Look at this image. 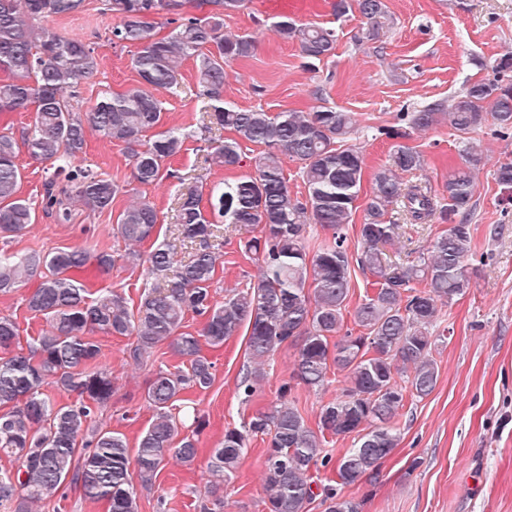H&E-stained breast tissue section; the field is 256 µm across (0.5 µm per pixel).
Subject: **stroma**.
Masks as SVG:
<instances>
[{
	"instance_id": "obj_1",
	"label": "stroma",
	"mask_w": 512,
	"mask_h": 512,
	"mask_svg": "<svg viewBox=\"0 0 512 512\" xmlns=\"http://www.w3.org/2000/svg\"><path fill=\"white\" fill-rule=\"evenodd\" d=\"M333 3L246 0L240 11L225 17V33L253 36L258 48L253 57L233 65L224 100L271 113L313 106L356 113L351 141L364 151L366 173L386 164L395 145H407L422 154L424 163L419 170L402 173V183L441 197L449 172L461 163L463 137L445 123L416 130L406 114L421 105L449 101L468 84L496 78V62L512 54V0H387L388 18L372 40L363 38L359 14L336 17ZM282 12L301 23L334 28L333 55L307 65L298 43L283 41L269 29L273 16ZM117 23L104 0H84L80 13L53 23L58 33L80 36L97 58L96 71L78 88L80 103L94 101L103 90L122 92L138 82L132 66L135 47L112 39ZM157 96L163 102L165 126L186 135L180 153L170 161L178 178L139 184L123 146L92 134L79 164L112 180L118 192L109 210L92 212L72 204L62 216L45 212L43 198L49 184L62 188L65 180H53L49 164L23 159L18 195L34 207L35 222L22 234L0 236V254L21 257L77 245L94 253H124L126 244L112 226L133 198L156 208L159 237L167 241L177 196L192 190L205 196L214 185L251 172L260 152L253 144L243 146L236 168L204 164L207 146L220 144L229 133L201 121L208 100L201 94L195 59L183 62L176 93L161 90ZM471 136L481 141L486 156L474 174L473 208L467 218L476 255L468 265L471 286L440 308L433 352L438 381L428 396L407 398L397 420L398 447L374 480L363 478L338 489L359 503L360 512H512V203L504 202L495 180L499 163L512 159V136L497 135L489 121ZM447 228L437 214L426 224H401L395 245L386 252L404 264L419 260ZM259 234L256 225H237L225 233L223 262L211 284L216 301L255 283L261 259L242 246ZM88 280L91 290H114L133 300L153 285L139 266H117L107 273L93 268ZM40 281L36 275L0 294V316L19 324L22 351L28 338L46 327L42 316L27 307ZM97 340L102 361L112 371L113 392L105 407L93 410L90 424L122 433L129 445H136L155 415L145 400L146 382L160 364L175 365L179 359L162 346L147 365L137 367L126 362L131 337L101 333ZM298 349L293 343L274 353L258 392L246 402L238 392L248 363L245 331L223 346L203 345V354L215 364L213 381L208 388L185 393L204 420L197 434L200 453L190 465L170 462L152 487L138 488L139 512H199L201 502L217 499L224 502L220 512H266L262 437L250 441L234 479L213 495L207 492V456L219 446L225 429L244 425L276 401L281 385L293 375Z\"/></svg>"
}]
</instances>
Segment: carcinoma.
Returning a JSON list of instances; mask_svg holds the SVG:
<instances>
[{"label": "carcinoma", "mask_w": 512, "mask_h": 512, "mask_svg": "<svg viewBox=\"0 0 512 512\" xmlns=\"http://www.w3.org/2000/svg\"><path fill=\"white\" fill-rule=\"evenodd\" d=\"M83 3L0 0V113L33 108L24 141L27 153L65 174L73 184V199L102 212L112 208L118 191L111 180L71 166V159L84 153L90 129L124 145L138 183L178 177L165 163L180 152L183 135L175 128L161 129L164 108L155 91L176 87L175 75L189 58L198 62L203 95L211 101L203 116L235 135L207 151L205 161L226 169L239 166L241 140L265 150L254 158L253 172L210 190V213L224 223L205 216L200 196L178 198L173 234L189 249L186 260L176 262L175 249L165 241L153 243L146 255L135 250L156 232L159 215L150 203L134 202L119 214L117 234L131 249L116 256L98 253V270L131 263L163 280L142 293L135 310L112 290L92 297L86 285L90 253L85 247L0 257L3 294L45 267L47 273L27 306L49 325L30 337L29 353L0 356V455L17 463L12 472L0 471V502L15 504L14 512H31V505L69 484L84 498L105 502L107 512H138L133 480L147 487L169 460L190 465L199 454L194 436H179L169 407L180 393L212 383L214 363L202 354L201 342L219 347L245 325L250 364L238 384L245 396L258 391L262 366L270 356L299 337L293 378L317 391L334 367L344 375L343 387L321 406L315 431L288 400L292 385L284 383L275 403L242 428L224 431V441L212 449L207 462L211 489L234 478L249 437L260 434L267 437V512H305L316 496L312 468L332 461L326 435L350 437L353 447L336 462V484L322 485L321 495L326 512H360V504L339 495L336 486L374 477L398 446L396 418L407 397L423 398L437 384L431 328L438 305L470 287L471 225L462 218L472 209L473 171L483 162V150L475 142L463 143L462 165L448 174L442 194L448 229L430 243L419 262L396 265L383 252L398 228L385 219L388 207L396 206L410 224L426 223L435 210L431 195L418 186L404 188L400 180V173L422 167V155L396 145L389 162L372 175L354 257L340 229L357 209L365 172L364 154L348 143L356 114L323 106L272 114L222 99L228 68L251 57L256 48L249 36L224 35V16L239 11L244 0H200L209 6L208 15L183 19L165 37L156 33L151 16L182 6L180 0H105L106 10L119 18L112 36L137 47L133 67L138 85L123 92L105 90L80 113L69 96L97 69L94 50L47 22L80 12ZM333 7L338 17L358 12L370 36L378 33L388 14L385 0H336ZM271 27L281 40L298 42L308 60L326 58L336 48L331 28L299 24L288 15L277 17ZM406 117L420 130L446 121L464 135L490 118L504 137L512 132V80L475 82L451 104H428ZM284 156L302 163L303 201L289 190ZM21 168L16 141L1 134L0 235L20 233L35 219L31 205L17 195ZM233 224L261 227V237L246 241L244 249L261 255L262 265L251 288L219 304L210 284L224 246V227ZM308 224L333 232L310 258L304 245ZM354 262L373 278V294L353 313L354 324L361 328L357 334L343 330ZM189 312L204 318L196 336L180 331ZM95 332L135 337L128 360L136 366L164 343L185 360L182 366H160L149 378L145 399L156 416L133 450L121 433L88 426L91 405L112 397L111 372L101 365V347L90 337ZM18 339V324L1 316L0 350H10ZM47 387L75 394L79 405L56 406L44 392Z\"/></svg>", "instance_id": "obj_1"}]
</instances>
